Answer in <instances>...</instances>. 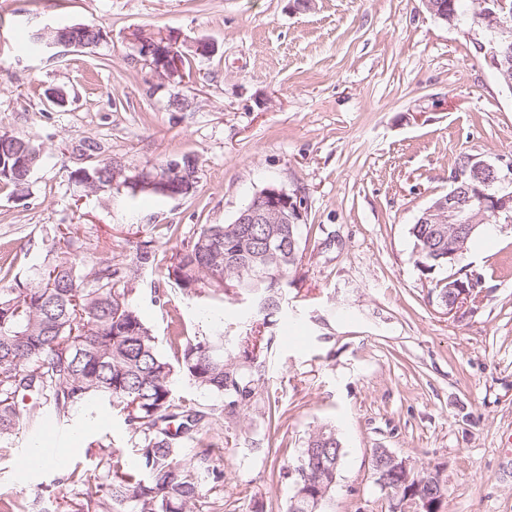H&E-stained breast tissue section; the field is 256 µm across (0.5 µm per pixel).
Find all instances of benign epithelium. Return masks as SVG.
Returning <instances> with one entry per match:
<instances>
[{"label": "benign epithelium", "instance_id": "obj_1", "mask_svg": "<svg viewBox=\"0 0 512 512\" xmlns=\"http://www.w3.org/2000/svg\"><path fill=\"white\" fill-rule=\"evenodd\" d=\"M427 11L437 20L449 26L455 25L457 14L446 9L438 0H422ZM476 16L479 25L488 34L485 43H477L480 53L501 78V84L512 91V8L507 0H476ZM135 52L143 58L153 72L162 79L180 78L185 81L182 58L176 52L179 37L174 32L149 34L136 33L130 38ZM448 193L439 196L421 211L419 223L432 224L441 235L448 237V249L433 254L432 260H446L452 274L443 280L447 284L437 297L438 306L451 314L475 298L477 280L460 278L453 272L461 256L466 252V243L482 224L492 220H512V158L500 156L490 161L479 155L464 157L463 166L448 178ZM474 191L479 197L478 208H469L463 201L464 193ZM307 212V201L298 192H290L277 185H267L257 190L251 203L240 209L236 224H303ZM284 249L267 239L264 244L262 266L279 269L296 261V241ZM412 460L404 455L380 448L373 456L372 476L375 484L385 494L390 512H423V506L432 499L425 490L429 482L416 483L412 493L404 486L410 483ZM405 475V481L390 486L388 477Z\"/></svg>", "mask_w": 512, "mask_h": 512}]
</instances>
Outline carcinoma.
Listing matches in <instances>:
<instances>
[{
	"mask_svg": "<svg viewBox=\"0 0 512 512\" xmlns=\"http://www.w3.org/2000/svg\"><path fill=\"white\" fill-rule=\"evenodd\" d=\"M68 42L84 48L100 41L89 26L68 27ZM41 151L23 137L0 134V185L28 182L41 162ZM104 176L98 177L95 168ZM72 174L82 185L89 177L112 182V161ZM227 224H203L181 240L182 247L161 257L150 242L134 254L123 251L109 261L88 263L75 248L78 227L52 228L51 248L30 288H16L0 277V438L20 425L40 429L67 422L99 398L129 429L139 457V470L124 471L123 454L112 448L102 474L93 483L72 471L66 481L83 487L86 512H210L224 487V472L213 464L214 448L203 443L201 431L234 415L256 396L255 376L262 362L254 350L237 356L226 345L235 337L220 330L211 336H183L181 320L172 318L171 354H162L156 336L134 304L131 276L143 267L165 269L174 288L186 295L222 298L246 294L254 299L263 324L281 309L280 282L297 269L264 270L258 255L272 237L288 245L287 224H240L231 238ZM414 248L437 246L430 225L409 228ZM182 373L200 391L224 400V408L196 411L191 401L173 393V375ZM336 439L332 425L309 435L305 447L318 450L308 472L279 477L291 487L287 512H321L312 497L336 491ZM436 493L448 497L440 468L420 470Z\"/></svg>",
	"mask_w": 512,
	"mask_h": 512,
	"instance_id": "1",
	"label": "carcinoma"
}]
</instances>
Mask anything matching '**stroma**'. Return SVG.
<instances>
[{
	"instance_id": "obj_1",
	"label": "stroma",
	"mask_w": 512,
	"mask_h": 512,
	"mask_svg": "<svg viewBox=\"0 0 512 512\" xmlns=\"http://www.w3.org/2000/svg\"><path fill=\"white\" fill-rule=\"evenodd\" d=\"M79 24L100 28V43L18 51L35 30ZM168 30L192 61L182 82L156 77L129 44L132 32ZM480 37L468 21L442 24L422 0H0V133L42 153L24 190H0V265L18 281L32 282L56 224L79 225L94 261L121 240L169 255L180 240L166 225L190 234L231 222L271 183L307 199L303 262L261 329L271 343L259 393L204 436L221 450L224 499L238 512H286L278 472L325 424L343 446L325 512H381L376 448L441 467L446 512H512V228L468 249L461 265L479 284L452 315L430 294L446 270L423 275L409 235L460 155L512 156V91L477 52ZM56 89L63 105L49 100ZM84 142L97 152H76ZM184 156L198 177L185 197L95 193L70 179L103 160L134 173ZM132 286L164 353L172 315L188 336L223 321L241 336L253 321L245 295L188 296L148 269ZM70 431L81 439L68 465L88 479L100 473L97 440L137 467L106 401L57 433ZM28 446L22 429L0 441V499L20 512L82 503L61 469H20Z\"/></svg>"
}]
</instances>
